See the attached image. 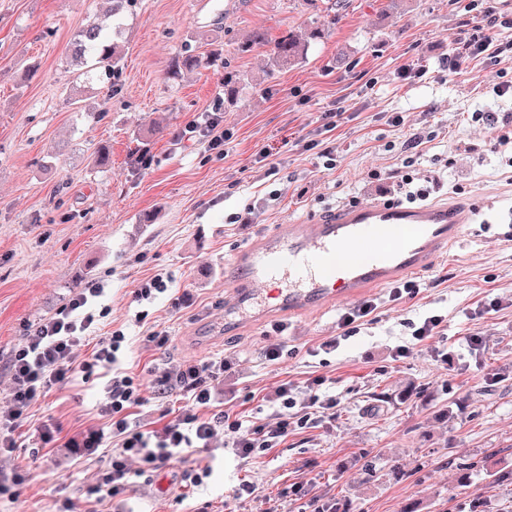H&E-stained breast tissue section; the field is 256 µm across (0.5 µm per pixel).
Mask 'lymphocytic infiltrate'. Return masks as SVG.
I'll list each match as a JSON object with an SVG mask.
<instances>
[{
  "mask_svg": "<svg viewBox=\"0 0 512 512\" xmlns=\"http://www.w3.org/2000/svg\"><path fill=\"white\" fill-rule=\"evenodd\" d=\"M103 291V284L97 282L78 289L51 316L29 329L10 353L5 367L12 380V404L0 412V453L16 448L17 431L29 408L50 386L86 381L99 372L109 377L99 411L108 418L110 430L70 437L66 445L78 453L107 449L99 488L109 496H118L132 485L137 475L132 465L136 462L142 468L157 470L188 449H211L221 434L228 436L236 456L247 459L275 448L287 437L288 411L300 404L291 382L277 386L273 402L278 410L271 422L257 426L237 414L215 409L213 385L224 378L223 358L184 361L150 384L137 382L122 366L121 355L128 347L123 330H113L95 342L90 339L96 320L91 302ZM323 383V378L316 377L306 385L308 398L300 405L311 414L336 406L335 398L320 395ZM149 396L174 397L183 401L184 407L164 425L148 430L135 420L134 412Z\"/></svg>",
  "mask_w": 512,
  "mask_h": 512,
  "instance_id": "1",
  "label": "lymphocytic infiltrate"
}]
</instances>
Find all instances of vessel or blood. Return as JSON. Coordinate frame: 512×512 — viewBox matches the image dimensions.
Masks as SVG:
<instances>
[{
  "label": "vessel or blood",
  "instance_id": "obj_1",
  "mask_svg": "<svg viewBox=\"0 0 512 512\" xmlns=\"http://www.w3.org/2000/svg\"><path fill=\"white\" fill-rule=\"evenodd\" d=\"M474 203L405 207L373 202L281 224L238 250L224 268L225 323L320 310L364 289L425 274L476 223Z\"/></svg>",
  "mask_w": 512,
  "mask_h": 512
}]
</instances>
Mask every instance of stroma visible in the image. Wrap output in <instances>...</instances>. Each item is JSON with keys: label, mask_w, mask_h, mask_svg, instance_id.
I'll return each mask as SVG.
<instances>
[{"label": "stroma", "mask_w": 512, "mask_h": 512, "mask_svg": "<svg viewBox=\"0 0 512 512\" xmlns=\"http://www.w3.org/2000/svg\"><path fill=\"white\" fill-rule=\"evenodd\" d=\"M137 0L123 18V67L115 86L70 64L71 40L104 17L110 0H0V357L88 282H102L93 338L123 329L124 366L145 379L165 363L224 356L228 410L255 422L272 414L267 395L281 381L325 378L336 414L291 426L276 448L243 460L232 450L207 462L190 449L136 478L125 500H99L105 459H83L42 444L43 425L60 439L104 427L101 380L53 386L34 404L19 446L5 460L23 482L0 494V512H222L240 481L259 488L238 512H469V492L453 475L474 466L492 512H512V147L495 149L497 128L512 116V53L448 68L461 37L493 7L512 19V0H411L402 13L385 0ZM328 26L306 61L262 71L266 50L234 48L257 28L276 37ZM242 79L235 104L224 102V71L212 67L166 77L184 49L211 42ZM351 49L347 66L336 53ZM417 74L401 79L402 66ZM222 111L225 141L210 149L192 123ZM338 114L325 127L323 112ZM401 112L405 125L388 115ZM422 144L408 149L413 134ZM108 146L109 166L93 159ZM332 149L334 169L319 151ZM415 163L406 166V155ZM409 168L439 185L431 201L480 204L458 251L419 279L401 303L376 288L379 307L340 337L345 302L321 313L261 325L241 323L217 336L224 319V266L236 250L278 224L393 197L396 171ZM163 275L165 293L137 302L138 283ZM500 300V309L481 305ZM444 323L424 341L413 324ZM169 335L152 350L151 332ZM479 336L477 351L466 340ZM340 337L336 348L323 344ZM287 355L267 363L263 348ZM410 349L395 355L398 346ZM211 464L203 486L177 476Z\"/></svg>", "instance_id": "1"}]
</instances>
